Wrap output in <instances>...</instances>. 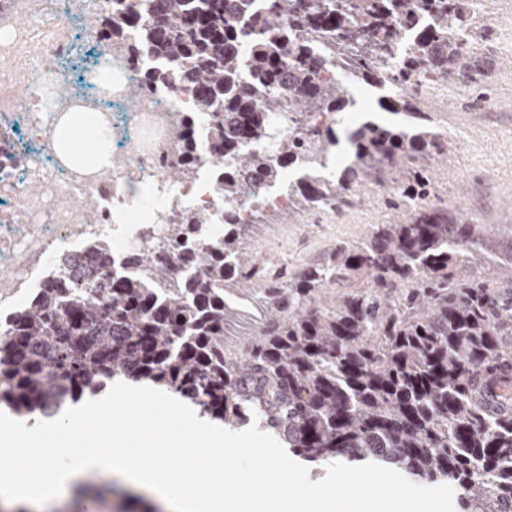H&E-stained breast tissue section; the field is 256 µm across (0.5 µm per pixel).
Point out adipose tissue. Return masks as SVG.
I'll use <instances>...</instances> for the list:
<instances>
[{"label":"adipose tissue","mask_w":512,"mask_h":512,"mask_svg":"<svg viewBox=\"0 0 512 512\" xmlns=\"http://www.w3.org/2000/svg\"><path fill=\"white\" fill-rule=\"evenodd\" d=\"M94 106L66 112L55 126L53 146L55 153L75 171L90 169L104 172L112 166V129L102 121L96 120ZM92 119L94 146L91 154H83L72 145L73 130L84 119Z\"/></svg>","instance_id":"ef3b65f1"}]
</instances>
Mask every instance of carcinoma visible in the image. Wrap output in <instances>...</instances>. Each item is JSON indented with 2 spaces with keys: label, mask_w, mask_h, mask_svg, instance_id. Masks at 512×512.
I'll use <instances>...</instances> for the list:
<instances>
[{
  "label": "carcinoma",
  "mask_w": 512,
  "mask_h": 512,
  "mask_svg": "<svg viewBox=\"0 0 512 512\" xmlns=\"http://www.w3.org/2000/svg\"><path fill=\"white\" fill-rule=\"evenodd\" d=\"M153 2L138 15L131 0H110L104 14L90 0L91 27L131 57L149 49L173 63L145 74L130 96L198 87L193 109L211 116L224 143L229 203L250 174L273 182L292 166L303 177L289 196L335 206L400 158L448 154L404 85L422 73L463 75L473 46L448 43V33L470 26L469 0H264L260 11L253 0ZM317 44L349 81L390 86L379 106L406 117L361 123L333 176L324 169L336 128L312 116L354 101L342 82L318 76ZM273 112L288 113V135L273 134ZM265 140L274 155L245 148ZM430 194L427 173L414 172L400 191L412 217L336 246L286 287L266 282L262 325L235 357L224 348L233 315L225 290L251 288L255 265L231 211L224 240L192 254L204 274L186 286L141 251L130 262L148 282L51 280L0 325V408L18 420L50 416L116 378L151 383L227 424L267 421L307 462L389 464L416 485L451 486L462 512H512V302L484 274L457 277L480 260L478 227L454 223ZM164 221L176 237L207 219L171 210ZM153 282L169 285L166 299ZM106 494L131 504L122 512H155L108 483L78 487L67 512Z\"/></svg>",
  "instance_id": "cac0c4a2"
}]
</instances>
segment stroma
Here are the masks:
<instances>
[{
  "mask_svg": "<svg viewBox=\"0 0 512 512\" xmlns=\"http://www.w3.org/2000/svg\"><path fill=\"white\" fill-rule=\"evenodd\" d=\"M500 24L480 29L473 54L476 65L464 84H436L415 94L417 111L448 142L444 157L400 160L380 181L358 188L335 211L314 223L306 211L268 212L241 246L256 265L287 256L289 269L322 259L339 241L367 236L373 225L410 216L409 205L392 208L388 186L407 171L424 169L433 182L432 205L453 218L482 227L486 261L512 260V0H493L489 10Z\"/></svg>",
  "mask_w": 512,
  "mask_h": 512,
  "instance_id": "35a3bbf8",
  "label": "stroma"
}]
</instances>
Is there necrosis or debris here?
Instances as JSON below:
<instances>
[{"mask_svg": "<svg viewBox=\"0 0 512 512\" xmlns=\"http://www.w3.org/2000/svg\"><path fill=\"white\" fill-rule=\"evenodd\" d=\"M43 9L44 0H9L0 8L5 50L43 52L37 74L18 77L24 92H17L16 84L0 85V111L26 116L27 136L39 149L28 158L23 175L12 174L0 163V197L13 204L9 216L0 218L1 307L18 304L25 289L43 287L62 253L70 256L79 273L94 275L106 267L141 278L144 270L127 260L130 248L174 260L224 235V160L213 154V121L192 109L194 87L174 84L132 99L121 89L100 103L115 146L109 173H80L55 158L56 116L39 112L36 106L43 89L59 81L58 64L70 53L74 34L60 14L36 35L20 37L14 32L17 15H36ZM183 117L199 161L192 176L173 181L169 174L183 153L170 128ZM135 184L145 186V193L132 192ZM289 204L287 185L266 184L258 194H243L236 215L246 222L257 211H282ZM173 208L206 213L209 222L188 237L170 240L163 216Z\"/></svg>", "mask_w": 512, "mask_h": 512, "instance_id": "4bbe7bcc", "label": "necrosis or debris"}]
</instances>
